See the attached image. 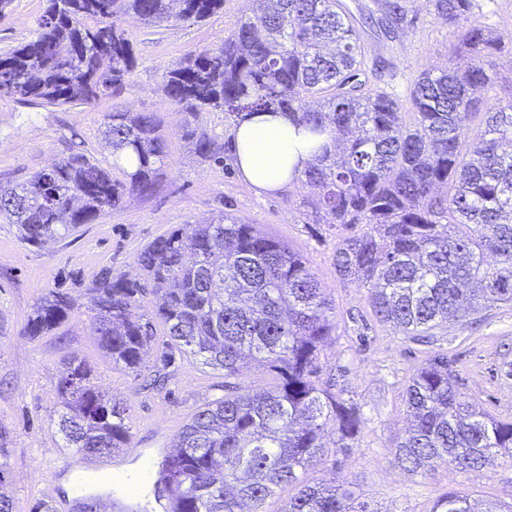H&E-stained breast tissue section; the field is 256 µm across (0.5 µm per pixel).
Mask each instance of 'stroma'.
I'll use <instances>...</instances> for the list:
<instances>
[{"mask_svg":"<svg viewBox=\"0 0 512 512\" xmlns=\"http://www.w3.org/2000/svg\"><path fill=\"white\" fill-rule=\"evenodd\" d=\"M356 27L367 58L376 62L378 87L410 109L409 86L424 68L447 65L453 33L434 0H400L403 21L390 17L385 0H338ZM47 0H14L0 20V53L30 40ZM249 0H224L223 10L202 22L173 20L145 26L130 19L124 28L135 65L120 97L93 106H41L0 99V189L65 159L71 130L86 140V155L110 163L100 127L104 113L122 109L156 112L165 121L169 157L149 196L126 198L122 207L64 239L31 247L15 225L0 221V428L9 434V480L13 512H32L50 502L56 512H73L75 482L86 492L121 493L108 477L135 472L142 462L157 464L160 449L173 439L198 407L224 395V374L179 356L169 367L164 390L146 378L159 357L153 345L141 373L113 367L89 329V313L77 306L54 332L30 336L25 324L35 303L56 287L87 285L101 269L137 276L138 253L161 234L231 213L275 236L302 255L335 309V329L322 350L319 384L358 404L362 422L352 448L327 452L307 477L350 482L372 512H431L450 491L468 494L472 504L512 502V463L494 456L484 468L445 466L409 474L394 462V445L409 426L404 389L417 369L447 356L463 391L496 416H512V303H492L481 312L409 336L378 322L365 289L336 273L334 251L344 228L310 224L300 208L306 193L295 183L274 195L257 194L239 174L232 152L233 126L223 111L200 112L195 124L215 143L217 155L197 156L184 129L185 114L161 92L167 69L187 54L223 45L233 25L248 13ZM91 369L95 382L124 401L131 427L130 452L121 465L112 459L72 467L70 450L58 430V382L70 358Z\"/></svg>","mask_w":512,"mask_h":512,"instance_id":"stroma-1","label":"stroma"}]
</instances>
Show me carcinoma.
<instances>
[{
    "mask_svg": "<svg viewBox=\"0 0 512 512\" xmlns=\"http://www.w3.org/2000/svg\"><path fill=\"white\" fill-rule=\"evenodd\" d=\"M224 46L188 56L166 71L163 95L196 118L221 110L237 125L254 112H286L308 127L317 148L302 174L309 224L364 225L342 237L334 265L368 291L374 317L419 336L489 303L512 302V96L487 98L493 58L512 52V35L473 20L474 0H435L460 28L451 66L421 71L410 85L413 120L375 90L355 27L337 0H251ZM224 0H49L34 37L0 56V98L91 106L120 94L132 70L126 17L146 25L204 21ZM112 156L135 155L128 169L90 162L78 133L71 154L8 190L0 220L28 245L72 234L154 191L168 150L156 112L103 115ZM195 153L214 155L203 130ZM142 280L105 269L85 289L90 331L116 367L139 372L163 327L165 348L224 372V397L198 408L166 456L158 491L176 512H265L276 490L292 487L282 512H371L344 485L307 482L336 425L338 449L358 434L359 407L316 381L333 307L306 260L278 238L224 211L182 224L137 255ZM160 302L140 316L146 289ZM76 305L52 291L26 324L31 336L60 326ZM251 363L272 375L259 392L232 379ZM58 429L66 448L90 460L126 447L127 408L106 397L81 360L59 381ZM412 425L394 459L415 474L439 466L477 469L500 454L512 462V418L501 419L461 391L448 358L435 357L405 389ZM6 433L0 430V512H13ZM432 512H475L448 492Z\"/></svg>",
    "mask_w": 512,
    "mask_h": 512,
    "instance_id": "carcinoma-1",
    "label": "carcinoma"
}]
</instances>
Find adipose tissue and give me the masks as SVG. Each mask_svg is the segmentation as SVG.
Instances as JSON below:
<instances>
[{
	"label": "adipose tissue",
	"mask_w": 512,
	"mask_h": 512,
	"mask_svg": "<svg viewBox=\"0 0 512 512\" xmlns=\"http://www.w3.org/2000/svg\"><path fill=\"white\" fill-rule=\"evenodd\" d=\"M235 165L258 193L270 194L296 182L311 160L306 129L287 115L260 112L233 131Z\"/></svg>",
	"instance_id": "ef3b65f1"
}]
</instances>
